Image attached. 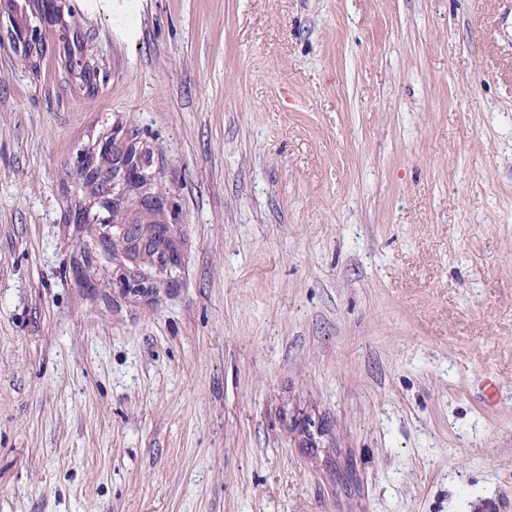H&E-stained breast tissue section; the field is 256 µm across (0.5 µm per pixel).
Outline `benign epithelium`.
I'll return each mask as SVG.
<instances>
[{"mask_svg":"<svg viewBox=\"0 0 512 512\" xmlns=\"http://www.w3.org/2000/svg\"><path fill=\"white\" fill-rule=\"evenodd\" d=\"M44 12L27 19L22 24H14L11 41L14 48L27 55L42 51L47 37L53 30L54 20L69 6L68 0H43ZM101 163H96L94 156L81 150L75 153L73 170L78 183L92 185L97 189L99 198L103 199L100 210L91 212L75 205V214L85 222L98 228V238L91 244L82 247L83 253L98 256L110 249L119 247L123 250L129 241L136 236H151L155 231H163V235L174 237L170 225H157L150 231L142 224H129L118 220L116 209L111 199L130 197L143 188L151 180V173L144 162L143 152L134 146L115 139L106 140L100 148ZM180 265V254L166 251L157 252L150 257L149 268L151 277L145 283L140 282L136 275H130L116 269L112 271L113 282L124 288H151L156 282L171 284L175 281Z\"/></svg>","mask_w":512,"mask_h":512,"instance_id":"7a95c632","label":"benign epithelium"}]
</instances>
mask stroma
<instances>
[{
  "label": "stroma",
  "instance_id": "1",
  "mask_svg": "<svg viewBox=\"0 0 512 512\" xmlns=\"http://www.w3.org/2000/svg\"><path fill=\"white\" fill-rule=\"evenodd\" d=\"M70 4L0 0V512H512V0ZM110 138L175 285L73 276ZM44 12L36 14L33 19H27L22 24L14 21L11 41L15 49L25 51L32 55L42 51L47 43L50 31L54 29V20L70 5L67 0H43Z\"/></svg>",
  "mask_w": 512,
  "mask_h": 512
}]
</instances>
